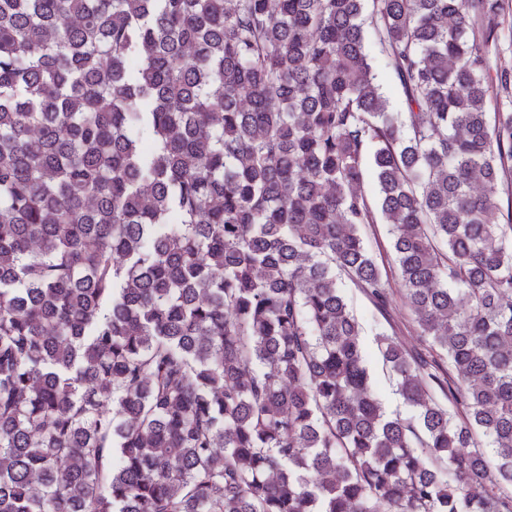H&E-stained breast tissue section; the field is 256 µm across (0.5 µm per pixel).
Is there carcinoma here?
Masks as SVG:
<instances>
[{
    "mask_svg": "<svg viewBox=\"0 0 512 512\" xmlns=\"http://www.w3.org/2000/svg\"><path fill=\"white\" fill-rule=\"evenodd\" d=\"M364 2L0 0V512H512V6ZM376 73L378 81L382 86L384 96L388 100V110L390 112L407 111L405 98L400 87L396 83L391 71L384 65V62L378 59L376 63ZM389 226L385 224L379 213H376V224H366L364 238L366 245L383 271H387L393 288H397L392 280L395 261L391 248ZM341 289L349 307L361 323V339L367 353L368 365L386 411L389 414L400 413L403 417L408 416L409 409L403 404L402 398L395 391V381L390 377L389 371L378 355L374 345V337L376 333L382 331L388 334L395 332L408 349H422L423 346L417 336L415 324L409 312L402 308L399 295H395L390 309V325L385 317L374 309L370 300L359 288H355L345 279L342 281Z\"/></svg>",
    "mask_w": 512,
    "mask_h": 512,
    "instance_id": "carcinoma-1",
    "label": "carcinoma"
}]
</instances>
